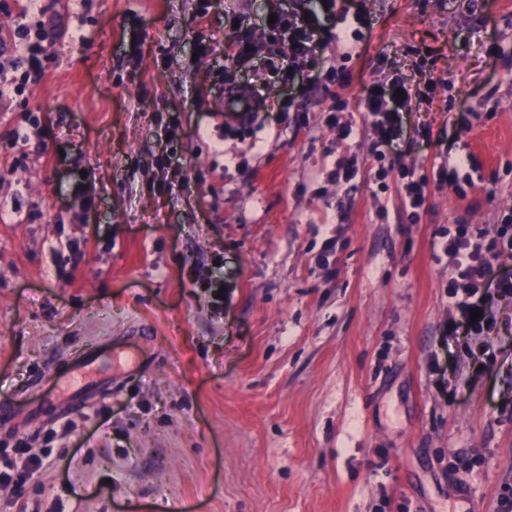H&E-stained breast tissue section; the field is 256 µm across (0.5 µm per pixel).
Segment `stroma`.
<instances>
[{"label": "stroma", "mask_w": 512, "mask_h": 512, "mask_svg": "<svg viewBox=\"0 0 512 512\" xmlns=\"http://www.w3.org/2000/svg\"><path fill=\"white\" fill-rule=\"evenodd\" d=\"M287 3L59 0L66 33L43 44L29 112L0 115V399L14 407L0 449L25 437L49 455L24 498L0 487V512H504L512 498V303L484 336L450 328L439 249L455 220L512 209V0H364L365 42L323 55L356 106L380 74L415 86L433 68L435 96L403 108L393 155L470 152L484 181L463 200L432 188L416 222L395 190L329 179L323 84L260 80L258 56L225 72V41L264 47ZM230 78L286 112L226 131ZM195 266L223 279V311L190 287ZM90 348L80 411L38 410L41 380L67 391Z\"/></svg>", "instance_id": "35a3bbf8"}]
</instances>
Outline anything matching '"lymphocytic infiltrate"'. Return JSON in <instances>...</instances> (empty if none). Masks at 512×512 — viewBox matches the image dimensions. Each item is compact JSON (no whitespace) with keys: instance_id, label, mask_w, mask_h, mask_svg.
Wrapping results in <instances>:
<instances>
[{"instance_id":"f902f5d3","label":"lymphocytic infiltrate","mask_w":512,"mask_h":512,"mask_svg":"<svg viewBox=\"0 0 512 512\" xmlns=\"http://www.w3.org/2000/svg\"><path fill=\"white\" fill-rule=\"evenodd\" d=\"M19 17L11 40L13 56L0 60V99L12 98L18 107H27L24 89L31 76L43 75L45 65L42 42L46 33L45 17L48 8L42 0H12ZM276 21L266 24L271 48L266 67L283 83H292L302 68L315 63L326 36L336 41L361 40V24L365 18L354 0H319L314 7L298 5L275 14ZM287 43V55H280L276 44ZM400 78H381L374 91L364 101V122L373 132V166L360 163L357 155H344L336 160L331 174L339 184L353 181L360 173L367 175L382 189H395L400 195L411 219H419L423 212L430 184L453 185L460 197H467L476 187L475 174L480 166L473 154H465L437 164L433 176L418 175L416 166L387 159L384 149L392 145L397 134L400 103L397 90L405 89ZM442 251L448 259V303L459 316L460 324L483 333L491 325V307L500 299L512 298V275H493L490 262L502 255L512 254V211L501 213L494 224L477 226L457 222L444 233ZM481 310L479 321H472L471 313ZM18 455L0 460V483L12 486L16 496H23L29 474L39 469L43 454L33 451L26 441H18Z\"/></svg>"}]
</instances>
